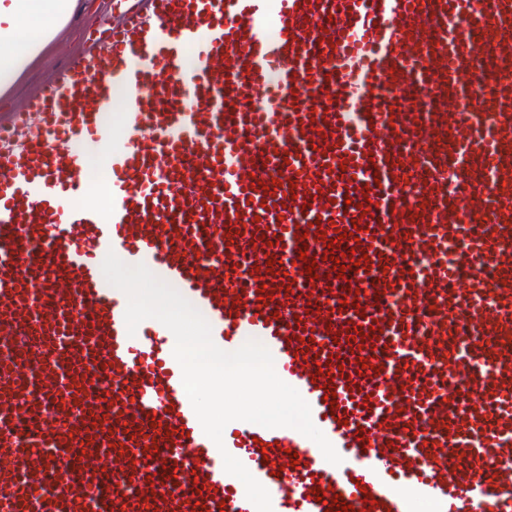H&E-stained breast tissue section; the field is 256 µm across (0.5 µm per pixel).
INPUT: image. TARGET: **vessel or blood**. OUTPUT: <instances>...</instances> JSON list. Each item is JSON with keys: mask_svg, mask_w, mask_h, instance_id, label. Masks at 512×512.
I'll list each match as a JSON object with an SVG mask.
<instances>
[{"mask_svg": "<svg viewBox=\"0 0 512 512\" xmlns=\"http://www.w3.org/2000/svg\"><path fill=\"white\" fill-rule=\"evenodd\" d=\"M111 252L261 337L341 464L216 449ZM226 452L272 512H512V0H140L0 121V512H255Z\"/></svg>", "mask_w": 512, "mask_h": 512, "instance_id": "vessel-or-blood-1", "label": "vessel or blood"}]
</instances>
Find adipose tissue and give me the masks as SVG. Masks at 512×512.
Masks as SVG:
<instances>
[{
    "label": "adipose tissue",
    "mask_w": 512,
    "mask_h": 512,
    "mask_svg": "<svg viewBox=\"0 0 512 512\" xmlns=\"http://www.w3.org/2000/svg\"><path fill=\"white\" fill-rule=\"evenodd\" d=\"M76 0H0V94L66 28Z\"/></svg>",
    "instance_id": "obj_1"
}]
</instances>
